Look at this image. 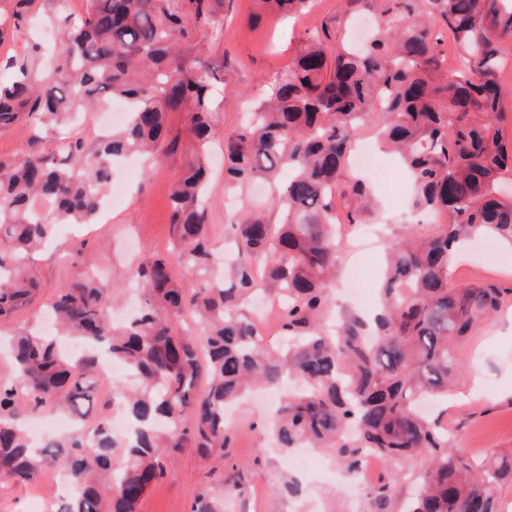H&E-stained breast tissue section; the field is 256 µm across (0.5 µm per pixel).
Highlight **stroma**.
Instances as JSON below:
<instances>
[{"mask_svg":"<svg viewBox=\"0 0 512 512\" xmlns=\"http://www.w3.org/2000/svg\"><path fill=\"white\" fill-rule=\"evenodd\" d=\"M388 0H365L348 6L345 0H315L310 12L292 20L262 13L256 0H224L218 22L194 41L182 45L190 63L224 73V107L214 116L219 132L209 147V222L206 234L218 252L214 274L228 280L239 261L234 243L233 213L237 210L270 207L274 186L253 183L224 194V141L222 131L239 127L246 110L257 106L271 83L286 72L293 57L311 36L322 37L328 52L354 40L353 24L358 20L385 22ZM88 0H0V81L11 78L4 68L9 57H22L33 45L44 54L41 69H50L51 52L59 45L65 23L84 15ZM56 155V136L34 122L22 121L0 129V159L22 158L29 151ZM386 174L400 186L401 207H393L378 184H371L375 201L367 224L377 226L374 268H381L388 247L408 229L405 206L411 185L390 154L382 156ZM182 154L163 161L139 164L138 173L126 189L120 206L102 211L92 224H68L54 230L46 246L32 252L28 269L38 278L44 293L62 283L80 282L99 276L112 291V312L122 313L135 290L128 276L132 265L164 256L173 249L170 224V194L182 169ZM359 225L343 224V248L336 259L331 305L326 321L340 322L378 308L380 281L369 284L368 302L351 301L340 288L348 269L360 253L355 247ZM450 281L460 286L495 284L512 291V248L496 245L495 253L478 260L459 255L451 261ZM463 368L447 403L428 408L431 418L447 428L458 445L473 458L512 450V294L500 312L469 336L461 354ZM267 392H259L256 402L241 401L227 411L232 432L224 453L205 457L195 449H182L166 474L154 482L140 505V512H188L201 492L223 489L217 497L220 512H363L364 500H353V490L341 478V470L327 451H319L321 466L312 472L294 474L288 468L285 449L270 438L272 418L265 402ZM238 473V484L223 487V480ZM51 471H44L34 484L20 486L0 480V512H53ZM295 480L302 488L298 495L286 493L284 485Z\"/></svg>","mask_w":512,"mask_h":512,"instance_id":"1","label":"stroma"}]
</instances>
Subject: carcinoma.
<instances>
[{
	"label": "carcinoma",
	"instance_id": "1",
	"mask_svg": "<svg viewBox=\"0 0 512 512\" xmlns=\"http://www.w3.org/2000/svg\"><path fill=\"white\" fill-rule=\"evenodd\" d=\"M264 12L298 16L312 0H259ZM427 16L412 0H392L390 23L362 51L342 46L327 56L312 38L273 83L244 126L224 133V186L288 179L278 187L281 222L244 210L235 224L238 253L246 258L234 282L206 277L214 251L206 236L208 182L202 150L214 134L215 94L224 73L188 64L179 44L212 25L224 0H89L68 26L54 71L37 79L38 57L10 58L13 78L0 81V128L27 118L58 130L72 111L111 97L132 102L129 124L85 152L74 141L55 156L40 151L20 161L0 160V319L31 304L40 290L26 270L28 254L58 224H86L101 211L112 167L126 157L189 153L170 195L175 248L169 257L133 267L142 305L115 326L112 297L89 278L53 289L47 306L61 330L92 344L70 359L57 341L24 328L10 343L12 367L0 377V476L35 483L45 467L63 472L71 493L54 512H139L149 485L170 454L194 448L203 456L229 446L224 407L252 386L299 381L276 408L283 448L307 443L327 448L350 474L365 453L396 463L416 455L426 466L402 512H501L512 486V452L482 462L448 440L437 422L422 417L418 401L448 397L459 373V340L496 313L512 288L454 287L449 257L466 239L483 236L512 245V201L500 199L512 174V151L498 124L501 88L498 40L512 37L508 0H427ZM458 47L455 77L439 76L441 33ZM188 116L186 140L170 133L168 113ZM374 120L412 179L411 207L448 216L421 233L412 228L389 250L381 285L382 310L372 341L358 320L333 336L319 320L330 275L342 247L335 230L336 194L361 199L360 180L341 184L358 128ZM453 138H448V128ZM265 259L268 287L279 295L280 319L294 348L258 337L241 313L254 284L249 259ZM178 264L198 287L175 281ZM185 316L202 325L199 336L174 333ZM141 380L133 394L116 393L135 424L133 436L112 435L107 418L91 429L78 423L35 447L23 418L45 410L83 417L94 403L98 351ZM206 378L201 392L198 383ZM123 463L114 468V449ZM399 472L369 489L367 512H390Z\"/></svg>",
	"mask_w": 512,
	"mask_h": 512
}]
</instances>
